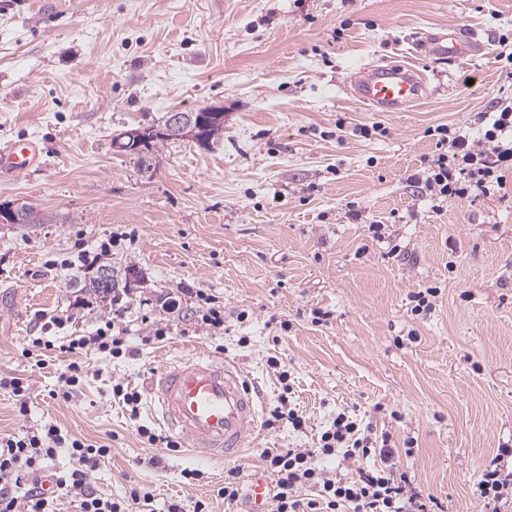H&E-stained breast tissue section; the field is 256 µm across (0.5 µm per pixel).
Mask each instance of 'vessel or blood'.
Masks as SVG:
<instances>
[{
	"mask_svg": "<svg viewBox=\"0 0 512 512\" xmlns=\"http://www.w3.org/2000/svg\"><path fill=\"white\" fill-rule=\"evenodd\" d=\"M421 48L445 59H465L483 53L475 36L451 29L428 34ZM351 93L381 112H403L422 100L427 88L414 68L373 64L357 72ZM35 140L22 138L0 144V173L19 175L40 160ZM153 391L160 420L188 448L224 461L236 459L256 428V393L233 362L199 354L161 368Z\"/></svg>",
	"mask_w": 512,
	"mask_h": 512,
	"instance_id": "1",
	"label": "vessel or blood"
}]
</instances>
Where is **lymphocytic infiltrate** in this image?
Wrapping results in <instances>:
<instances>
[{
  "instance_id": "obj_1",
  "label": "lymphocytic infiltrate",
  "mask_w": 512,
  "mask_h": 512,
  "mask_svg": "<svg viewBox=\"0 0 512 512\" xmlns=\"http://www.w3.org/2000/svg\"><path fill=\"white\" fill-rule=\"evenodd\" d=\"M478 139L469 134L437 126L439 143L445 148L423 172L411 181L432 200L464 199L487 193L503 182V171L512 170V107L496 106L483 113ZM390 432H376L346 413H338L323 430L313 448L264 449L261 459L275 478L273 512H429L422 494L406 473L391 466ZM68 447L73 469L61 480L79 512H153L150 493L130 489L128 496L115 499L100 493L90 476L111 453L109 446H95L79 439H66L59 427L49 425L21 438H0V512H52L49 498L37 488L38 463L53 458L60 447ZM380 454L388 464L360 471L346 480L322 462L336 458L351 463ZM308 497H299V489ZM483 502L512 499V448H499L485 464L473 485Z\"/></svg>"
}]
</instances>
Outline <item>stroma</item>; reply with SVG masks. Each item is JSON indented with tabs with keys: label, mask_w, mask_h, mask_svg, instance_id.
Here are the masks:
<instances>
[{
	"label": "stroma",
	"mask_w": 512,
	"mask_h": 512,
	"mask_svg": "<svg viewBox=\"0 0 512 512\" xmlns=\"http://www.w3.org/2000/svg\"><path fill=\"white\" fill-rule=\"evenodd\" d=\"M450 26L479 33L486 51L419 50ZM381 61L419 70L429 97L405 112L355 101L349 79ZM500 102L512 103V0H0V143L29 136L43 149L39 167L0 177V204L48 217L0 223V378H22L28 403L20 414L0 387V438L55 425L111 444L91 474L105 495L138 484L154 512L199 499L246 512L247 500L218 496L225 472L239 467L249 485L266 473L263 449L314 447L343 412L391 432L394 463L442 512H484L474 480L512 446V172L504 189L439 206L409 177L439 152L430 128L477 135ZM210 106L224 131L209 146L112 145ZM373 123L381 133L361 137ZM83 252L129 274L131 352L83 349L81 386L63 402L53 394L74 357L62 344L113 316L108 302L74 307ZM430 286L434 308L413 314V292ZM206 295L224 307L223 333L194 318ZM168 296L178 312L154 307ZM43 315L65 324L42 331ZM160 319L169 334L157 342ZM40 335L54 347L39 366L24 350ZM200 352L239 363L260 389L262 421L232 463L137 432L164 431L153 376ZM118 384L139 393L138 413ZM282 400L306 429L266 425Z\"/></svg>",
	"instance_id": "35a3bbf8"
}]
</instances>
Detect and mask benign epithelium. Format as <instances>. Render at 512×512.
Returning <instances> with one entry per match:
<instances>
[{
  "label": "benign epithelium",
  "instance_id": "obj_1",
  "mask_svg": "<svg viewBox=\"0 0 512 512\" xmlns=\"http://www.w3.org/2000/svg\"><path fill=\"white\" fill-rule=\"evenodd\" d=\"M224 126V111L217 107H206L194 112L174 111L170 113L167 125L156 130H130L118 136V142L123 149L138 153L150 138L158 133L173 139H192L202 143L212 130L220 131ZM23 203L14 202L0 207V222L3 224H16L20 219Z\"/></svg>",
  "mask_w": 512,
  "mask_h": 512
}]
</instances>
